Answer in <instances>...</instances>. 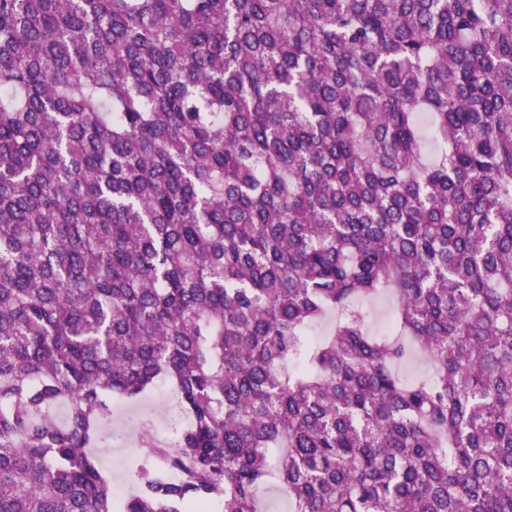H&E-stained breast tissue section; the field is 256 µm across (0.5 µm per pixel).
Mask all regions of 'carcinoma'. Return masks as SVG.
Wrapping results in <instances>:
<instances>
[{"label": "carcinoma", "instance_id": "carcinoma-1", "mask_svg": "<svg viewBox=\"0 0 512 512\" xmlns=\"http://www.w3.org/2000/svg\"><path fill=\"white\" fill-rule=\"evenodd\" d=\"M160 378L119 499L93 449ZM271 482L512 512V0H0V512ZM396 306V299L391 293L383 295L372 303L369 307L371 313L369 328L371 332H383L387 323L394 316Z\"/></svg>", "mask_w": 512, "mask_h": 512}]
</instances>
